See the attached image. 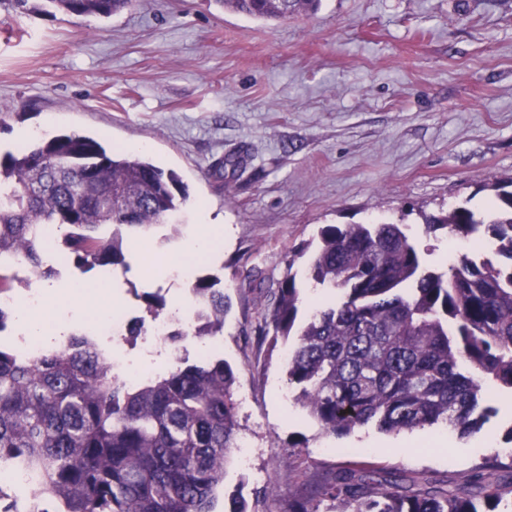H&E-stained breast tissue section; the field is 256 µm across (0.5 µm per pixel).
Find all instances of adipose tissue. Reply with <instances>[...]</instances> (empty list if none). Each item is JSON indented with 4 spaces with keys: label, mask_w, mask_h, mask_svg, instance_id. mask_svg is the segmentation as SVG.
<instances>
[{
    "label": "adipose tissue",
    "mask_w": 512,
    "mask_h": 512,
    "mask_svg": "<svg viewBox=\"0 0 512 512\" xmlns=\"http://www.w3.org/2000/svg\"><path fill=\"white\" fill-rule=\"evenodd\" d=\"M109 277H101L97 281L80 287L64 283L45 288L47 299L56 304L57 309L52 321H45L42 311L31 309L27 298H19L16 306L20 312L19 332L41 345H49L62 334L71 332L79 326L86 314L87 301L99 290L107 288Z\"/></svg>",
    "instance_id": "ef3b65f1"
}]
</instances>
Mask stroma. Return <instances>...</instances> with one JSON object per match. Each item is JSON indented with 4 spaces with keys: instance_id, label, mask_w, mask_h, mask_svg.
Returning a JSON list of instances; mask_svg holds the SVG:
<instances>
[{
    "instance_id": "35a3bbf8",
    "label": "stroma",
    "mask_w": 512,
    "mask_h": 512,
    "mask_svg": "<svg viewBox=\"0 0 512 512\" xmlns=\"http://www.w3.org/2000/svg\"><path fill=\"white\" fill-rule=\"evenodd\" d=\"M0 149L18 132L75 130L106 148H144L188 186L181 224L154 226L113 268L124 315L147 317L143 292L193 318L195 277L218 279L229 301L212 355L238 373L239 439L250 467L231 460L213 512L230 496L255 503L316 474L365 468L461 485L506 448L512 392L500 389L481 428L387 433L367 425L325 435L295 401L288 345L260 341L268 289L288 272L303 306L334 302L308 280L294 248L323 226L403 224L428 266L473 255L471 240L426 231L421 213L494 201L512 178V0H319L313 11L265 21L218 0H132L108 19L48 13L0 0ZM244 152L243 168L209 174ZM223 225L218 248L192 278L167 280V254L200 222ZM263 288H249L250 270Z\"/></svg>"
}]
</instances>
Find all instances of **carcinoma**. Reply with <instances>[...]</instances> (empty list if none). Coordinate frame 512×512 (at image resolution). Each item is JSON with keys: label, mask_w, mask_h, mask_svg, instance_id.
Masks as SVG:
<instances>
[{"label": "carcinoma", "mask_w": 512, "mask_h": 512, "mask_svg": "<svg viewBox=\"0 0 512 512\" xmlns=\"http://www.w3.org/2000/svg\"><path fill=\"white\" fill-rule=\"evenodd\" d=\"M70 16L110 18L131 0H46ZM261 20H286L317 0H217ZM240 156L221 157L211 176ZM187 198L173 171L140 153L109 152L76 131L35 138L0 155V266L24 264L42 278L40 226L63 230V260L78 267H127L130 235L161 224ZM487 212L455 206L423 216L429 230L489 238L495 260L463 256L448 272L426 266L415 242L391 222L330 224L307 257L309 277L342 293L301 312L302 287L289 273L262 310L270 346L294 337L288 381L296 401L325 433L369 423L387 432L445 424L473 433L490 408L486 383L512 392V190L497 187ZM218 281L199 278L193 332L224 328ZM237 373L217 356L182 362L138 385L112 380L104 350L86 334L31 360L0 346V465L39 471L52 512H212L238 440ZM493 459L469 484L409 480L349 469L288 496L284 512H512V485L491 479ZM512 469V464L507 466Z\"/></svg>", "instance_id": "carcinoma-1"}]
</instances>
